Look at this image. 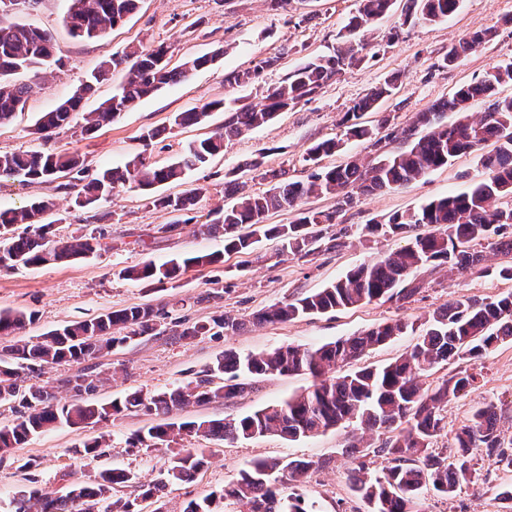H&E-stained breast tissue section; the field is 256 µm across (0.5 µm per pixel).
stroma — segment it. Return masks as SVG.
Segmentation results:
<instances>
[{
    "mask_svg": "<svg viewBox=\"0 0 512 512\" xmlns=\"http://www.w3.org/2000/svg\"><path fill=\"white\" fill-rule=\"evenodd\" d=\"M70 0H28L13 10V19L49 32L63 57L62 67L50 68L32 79L33 90L26 109L14 121L0 127V153L34 150L57 154L79 153L89 172L121 167L136 153L156 164L177 159L188 143L209 136L224 124L223 113H213L202 126H172L174 113L221 100L238 108L262 101L268 88L281 82L309 58L329 53L339 43L338 33L356 13L359 0H288L272 6L270 0H140L137 11L110 31L106 41H79L63 23ZM407 0H396L392 10L365 31L363 59L352 64L312 98L280 113L270 124L226 140L224 151L205 166L191 171L185 180L160 186L163 194L179 195L198 189L189 223L171 234L160 228L169 214L155 209L145 193L121 189L94 209L74 205L71 196L54 185L0 180V207H19L29 200L49 196L57 209V237L78 233L99 237L102 248L90 259L38 267L0 268V311L35 313L34 323L20 335L36 338L66 321L85 320L101 314L143 304L163 311L158 331L116 347L98 360L112 379L98 388L93 401L106 404L134 391L154 392L174 388L200 375L224 352L239 354L270 351L288 345L316 346L363 331L372 326L405 320L422 325L453 299L465 295L490 298L512 290V283L477 271L449 275L447 270L425 274V288L413 297L374 301L325 315L288 322L258 325L234 335L176 339L180 322L193 323L221 314L248 317L281 301H290L325 288L349 270L378 254L402 246L399 238L362 236L370 220H385L416 209L451 192L464 190L479 180L484 169L482 152L459 156L451 165L430 171L408 184L356 198L340 224L330 227L339 244L307 257L281 252L276 243L258 242L252 253H225L224 234L201 233L211 223L217 208L232 204L225 192L227 174L238 172L249 190L269 189L268 181L252 177L244 163L264 156L269 169L287 170L290 178L306 179L309 165L304 157L314 143L336 139L340 150L323 158L326 166L369 156L364 142L346 138L340 120L353 101L393 73L401 83L379 111L367 113L366 121L378 124L389 119L396 139L385 149L399 151L398 133L409 127L417 113L447 98L457 86L481 80L492 67L512 61V0H462L460 10L432 23L406 22ZM493 30V38L457 65L439 69L440 58L467 32ZM166 45L172 65L223 48L213 66L189 72L185 81L162 88L122 112L90 138L68 127L40 139L32 129L40 113L53 109L69 97L102 61L131 45ZM279 56L278 66L246 85L228 83L230 74L250 67L258 57ZM148 129L159 135L143 146L140 134ZM219 253L222 263L189 269L173 282L156 288L126 279L123 271L148 263L162 264L187 253ZM311 383L306 374L255 379L253 389L229 402H213L173 411L172 420L238 417L266 404L287 399ZM502 404L501 427L512 437V341L491 348L481 360V375L475 389L449 401L444 410L447 426L436 450L448 448L458 428L467 422L478 403ZM153 415L124 412L110 421L77 430L64 425L32 437L21 447L0 455V512H12L11 501L23 488L58 493L62 488L88 480L101 466L126 469L132 480L121 488L124 497L136 498L141 512H183L187 503L220 490L258 458L298 457L328 460V467L313 472L302 483L281 486V494L293 492L314 502L319 512H365L350 489L347 463L339 453L354 433L342 427L323 434L288 442L277 436L230 443L185 437L186 448L204 449L205 464L192 481L167 484L153 497L143 495V484L159 478L167 469L166 449L148 451L129 447L128 439L157 424ZM110 436L104 456L92 460L73 454L75 444L99 434ZM37 467L24 469L27 459ZM479 479L447 499L428 494L427 512H512L497 497L499 487L512 482V473L498 467L493 458H476Z\"/></svg>",
    "mask_w": 512,
    "mask_h": 512,
    "instance_id": "1",
    "label": "stroma"
}]
</instances>
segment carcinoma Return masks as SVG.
Masks as SVG:
<instances>
[{
    "label": "carcinoma",
    "instance_id": "obj_1",
    "mask_svg": "<svg viewBox=\"0 0 512 512\" xmlns=\"http://www.w3.org/2000/svg\"><path fill=\"white\" fill-rule=\"evenodd\" d=\"M139 0H71L65 16L70 35L77 40L98 41L120 20L136 9ZM411 15L421 23H434L455 14L462 0H409ZM14 0H0V126L12 122L27 102L32 86L18 82L20 71L38 76L47 67L61 63L53 37L46 31L10 17ZM395 0H360L357 13L348 19L340 46L332 56H316L288 73V77L269 88L264 103L246 107L224 120V130L189 145L180 159L164 165L144 161L133 155L122 168H104L93 178L80 155H60L35 151L30 154H0V179L51 184L63 175L70 180L56 189L71 193L77 189L74 205L90 208L119 187L132 185L150 191L158 185L181 181L186 171L206 164L224 150V140L262 127L277 113L294 108L301 100L319 93L324 85L345 67L359 60L365 44L355 35L386 15ZM487 29L469 32L448 47L440 67L455 65L461 58L491 40ZM167 48L136 49L105 60L91 78L54 110L36 121L34 133L44 137L70 125L73 115L82 113L81 134L89 136L117 118L135 102L155 94L163 87L180 82L188 72L204 68L220 56V51L204 54L169 67ZM280 57L256 58L251 66L233 76L236 84H248L277 67ZM125 66V82L109 99L91 112H81L85 95L100 82L110 68ZM398 77L392 76L355 100L345 114L346 135L369 143L372 156L361 162L321 166L304 181L286 178V172L266 170L255 158L242 169L257 174L272 186L262 192L246 190V183L229 182L236 202L219 210L218 223L204 225L205 232L224 231V251L246 253L254 250L250 235L276 240L281 251L308 256L321 246L326 228L338 223L340 213L354 204L356 195L386 190L409 183L429 171L450 165L460 155L475 152L486 144L495 153L483 162L484 177L464 191L432 200L419 209L394 215L384 224L365 226V231L382 237L402 235L407 244L381 253L374 260L349 271L327 287L278 302L253 316L254 323H276L314 314L351 308L373 301H399L419 293L422 274L448 269V274L473 269L483 261L485 246L503 256L494 275L512 281V205L500 200L512 198V95L503 96L499 86L512 81V62L498 65L477 82L457 87L448 98L420 113L412 126L401 132L405 147L395 153L381 151L382 139L362 121L380 103L392 96ZM483 101L487 110L478 121L468 118L472 102ZM224 108L221 100L176 113L172 125H203L211 112ZM339 142L327 139L307 149L305 161L318 164L336 152ZM202 193L194 188L179 195H155L150 204L168 214L190 210ZM335 195L339 206L334 211L302 209L291 224H268L273 210L293 208L309 197ZM55 202L42 197L18 207L0 210V261L5 267L40 266L85 260L101 250L98 238L80 234L66 239L51 238ZM16 224L27 232L14 235ZM221 256L195 253L171 259L160 265L145 264L124 270L130 280L164 284L178 279L194 266L215 265ZM161 313L149 305L124 308L98 317L69 321L36 340H18L0 349V402L13 404L15 419L0 428V453L26 443L31 437L58 425L82 429L105 422L125 411H142L165 416L175 408L193 404L227 402L252 390L248 379L260 376H287L306 373L312 384L281 403L269 404L237 418L160 423L128 440L131 448H167L172 451L169 467L162 477L145 490L153 495L175 481H188L204 464V451L172 447L185 435L222 441L248 440L268 435L288 441L324 433L343 424L355 423L360 435L353 436L341 455L348 462V478L354 495L367 512H425L423 503L429 491L451 498L476 475L474 458L483 451L505 470L512 472V441L504 442L499 430L500 414L492 401L475 408L469 423L453 437L452 455L433 449L446 428L444 408L448 401L477 384L481 373L476 361L494 345L512 339V292L494 299L461 296L448 303L427 321L410 350L381 366L336 373V367L360 359L367 350L384 345L407 333L410 324L397 320L379 324L334 342L315 347L289 346L272 351L239 355L226 352L203 374L172 390L144 394L140 391L110 404L86 398L104 382L98 367H87L63 380L75 393L64 404L45 385H25L44 370L63 362L80 364L102 357L112 349L138 336L156 330ZM35 314L23 311L0 312V336H10ZM243 319L224 315L195 322L177 332L181 340L194 339L219 328L235 334L244 329ZM456 368L441 380L425 384L423 377L442 363ZM103 440L84 441L73 448L82 457H98ZM382 457L385 466L376 473L371 459ZM329 461L305 459L256 460L240 471L218 493L187 506L185 512H216V500L232 507V512H315L299 495H280L276 484L297 482L312 471L328 466ZM130 481L122 468H103L85 484H74L65 494L52 496L38 489L22 491L12 501L13 512H140L136 500L112 499V491Z\"/></svg>",
    "mask_w": 512,
    "mask_h": 512
}]
</instances>
